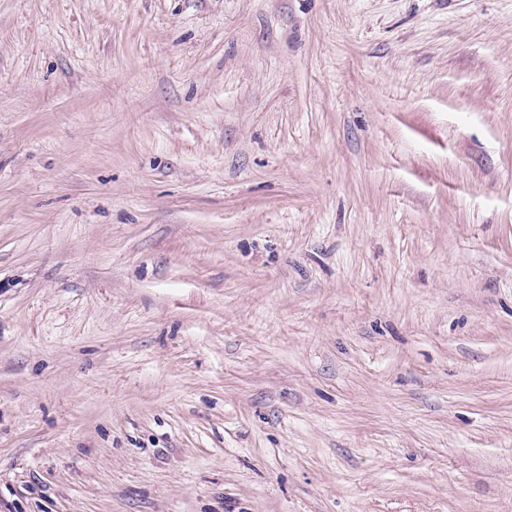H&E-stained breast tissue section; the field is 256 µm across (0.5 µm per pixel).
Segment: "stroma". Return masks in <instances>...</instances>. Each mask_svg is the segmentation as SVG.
<instances>
[{"label":"stroma","instance_id":"obj_1","mask_svg":"<svg viewBox=\"0 0 512 512\" xmlns=\"http://www.w3.org/2000/svg\"><path fill=\"white\" fill-rule=\"evenodd\" d=\"M0 512H512V0H0Z\"/></svg>","mask_w":512,"mask_h":512}]
</instances>
